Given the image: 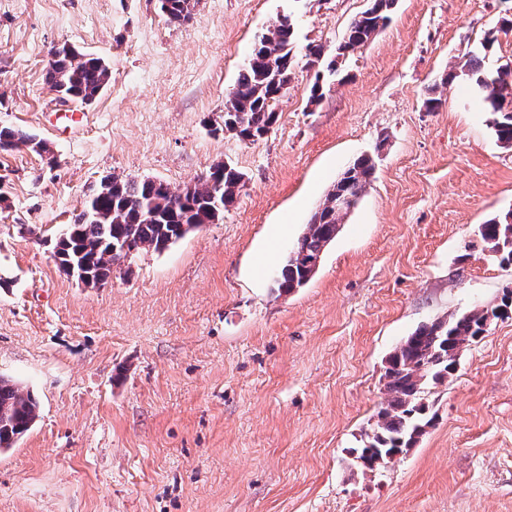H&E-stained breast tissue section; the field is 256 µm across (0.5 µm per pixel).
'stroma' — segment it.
<instances>
[{"label": "stroma", "mask_w": 512, "mask_h": 512, "mask_svg": "<svg viewBox=\"0 0 512 512\" xmlns=\"http://www.w3.org/2000/svg\"><path fill=\"white\" fill-rule=\"evenodd\" d=\"M367 5L197 0L174 26L157 0H0V126L49 148L0 155V376L38 401L0 452V512H512V313L427 387L412 448L367 474L355 454L394 348L512 289L477 235L512 211V147L472 80L441 81L471 55L488 73L512 62V0H397L321 101L302 62L264 138L219 130L279 14L301 56L333 49ZM64 44L111 79L60 135L45 73ZM364 154L374 177L318 272L278 293L288 250ZM224 161L244 186L221 220L102 288L60 268L55 242L101 177L180 189Z\"/></svg>", "instance_id": "obj_1"}]
</instances>
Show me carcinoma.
I'll use <instances>...</instances> for the list:
<instances>
[{
	"label": "carcinoma",
	"instance_id": "carcinoma-1",
	"mask_svg": "<svg viewBox=\"0 0 512 512\" xmlns=\"http://www.w3.org/2000/svg\"><path fill=\"white\" fill-rule=\"evenodd\" d=\"M168 23L180 25L190 18L192 0H158ZM395 0H369L368 7L351 22L343 40L336 45L330 60L320 45H308L307 65H318L310 89L313 101L323 97L325 76L337 73L336 60L344 58L375 38L390 20ZM296 23L273 22L255 44L253 62L239 72L235 96L228 99L224 125L218 130L241 142H255L275 123L276 102L288 90L297 56ZM475 82L483 95L490 124L497 140L512 146V64L507 63L494 75L482 72L479 58L471 56L460 71H449L443 82L460 77ZM111 71L105 60L78 52L64 44L56 48L48 62L46 80L67 101L90 104L107 87ZM27 144L38 153L50 149L32 135L13 127H0V152H9ZM375 170L372 157L357 158L327 191L323 201L306 224L296 249L310 258H321L336 238L347 214L336 210L340 196L360 200ZM243 187V173L228 163H219L195 183L179 190L154 179L112 175L93 188L83 210L66 225V238L58 239L55 257L60 264L72 263L106 285L121 261L110 255V248L124 243L128 250L159 251L162 242L174 243L203 224L223 217ZM479 234L490 257L501 266H512V212L481 225ZM313 278L306 261L286 256L274 284L281 292L301 288ZM512 306V290L502 307L473 308L461 314L438 318L420 325L397 346L389 357L385 373V403L377 420L366 434L359 458L373 472L388 463V456L411 447L423 432L422 394L431 383L453 373L457 362L472 342L484 333L488 317L507 313ZM38 404L34 396L18 383L0 378V449L16 444L35 424Z\"/></svg>",
	"mask_w": 512,
	"mask_h": 512
}]
</instances>
